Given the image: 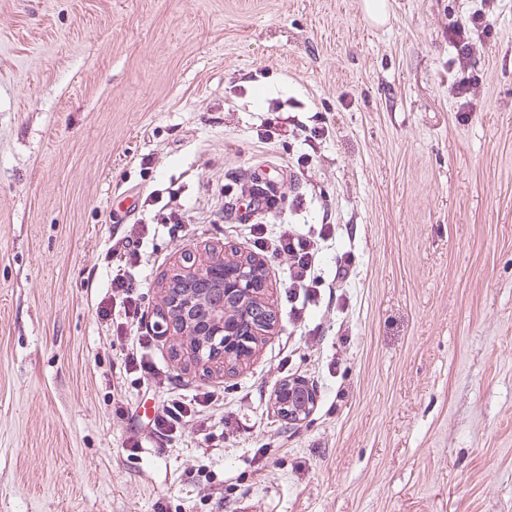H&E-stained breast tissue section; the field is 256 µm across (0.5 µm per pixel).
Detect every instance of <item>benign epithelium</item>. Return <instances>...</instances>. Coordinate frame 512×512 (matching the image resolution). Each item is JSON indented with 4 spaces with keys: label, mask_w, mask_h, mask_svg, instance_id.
<instances>
[{
    "label": "benign epithelium",
    "mask_w": 512,
    "mask_h": 512,
    "mask_svg": "<svg viewBox=\"0 0 512 512\" xmlns=\"http://www.w3.org/2000/svg\"><path fill=\"white\" fill-rule=\"evenodd\" d=\"M178 253L175 268L161 282L155 332L166 339L185 337L178 348L203 371L238 370L278 327L267 300L270 281L265 264L257 258L238 259L215 251L200 264L194 249L182 247ZM213 291L224 294L218 307L209 302ZM316 398L313 384L289 379L276 387L274 408L288 424L298 425Z\"/></svg>",
    "instance_id": "benign-epithelium-1"
}]
</instances>
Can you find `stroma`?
Masks as SVG:
<instances>
[{
	"instance_id": "stroma-1",
	"label": "stroma",
	"mask_w": 512,
	"mask_h": 512,
	"mask_svg": "<svg viewBox=\"0 0 512 512\" xmlns=\"http://www.w3.org/2000/svg\"><path fill=\"white\" fill-rule=\"evenodd\" d=\"M362 4L0 0V512H512V0L465 110L450 27L480 0ZM260 170L281 202L249 213L224 187ZM256 220L317 241L325 285L295 310L265 256L278 334L186 369L156 284L182 246L251 252ZM132 224L129 267L106 252ZM120 271L121 332L96 311ZM293 377L318 388L295 427ZM112 288L120 289L123 291L122 301L120 307L123 308L124 317L134 319L140 310L139 295L134 292V285L132 280H127L123 275L116 274L112 278ZM316 398V387L307 380H284L274 391V408L288 424L298 425L308 416ZM197 396L195 395L191 399L183 395L171 398L163 408L162 414L153 422V430L161 435H172L181 421L194 412L193 405H200L195 399Z\"/></svg>"
}]
</instances>
